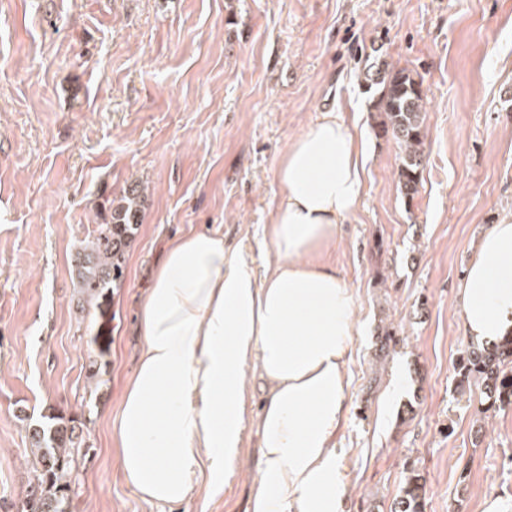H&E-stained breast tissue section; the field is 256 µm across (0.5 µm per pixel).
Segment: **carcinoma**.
<instances>
[{
    "label": "carcinoma",
    "instance_id": "obj_1",
    "mask_svg": "<svg viewBox=\"0 0 512 512\" xmlns=\"http://www.w3.org/2000/svg\"><path fill=\"white\" fill-rule=\"evenodd\" d=\"M370 86L381 91L374 108L379 134L393 139L401 153L398 179L408 200L417 193L420 170L425 161L421 84L404 68H376L366 75ZM144 186L130 184L117 201L110 203V219L98 225L92 239L78 253L75 270L79 287L98 324L93 343L96 355L89 358L88 372L95 376L98 360L109 347L107 328L110 289L121 282L126 264V249L138 229ZM480 387L487 398L488 412L512 406V342L492 350L468 349L457 365V388L461 391ZM33 478L20 500L19 512H69L71 485L81 449L89 448L84 424L55 408L40 415L29 426ZM424 486L415 468L401 494L391 506L392 512H425Z\"/></svg>",
    "mask_w": 512,
    "mask_h": 512
}]
</instances>
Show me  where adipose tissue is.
<instances>
[{"label":"adipose tissue","mask_w":512,"mask_h":512,"mask_svg":"<svg viewBox=\"0 0 512 512\" xmlns=\"http://www.w3.org/2000/svg\"><path fill=\"white\" fill-rule=\"evenodd\" d=\"M365 150L335 113L294 137L259 243L273 267L217 232L172 239L138 313L143 345L113 435L126 483L157 507L242 470L248 380L265 393L247 512H339L336 440L348 410L355 303L324 256L358 208ZM463 333L512 339V216L478 237L455 294Z\"/></svg>","instance_id":"ef3b65f1"}]
</instances>
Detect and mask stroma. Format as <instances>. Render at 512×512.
Returning <instances> with one entry per match:
<instances>
[{
	"label": "stroma",
	"instance_id": "35a3bbf8",
	"mask_svg": "<svg viewBox=\"0 0 512 512\" xmlns=\"http://www.w3.org/2000/svg\"><path fill=\"white\" fill-rule=\"evenodd\" d=\"M381 63L422 82L410 202L365 81ZM327 109L366 145L359 207L328 256L358 325L341 512H390L411 463L425 512H484L492 496L512 512V407L486 413L480 391H457L470 343L454 305L475 238L512 214V0H0V512H16L28 426L51 405L86 423L72 512H161L126 484L109 436L150 273L190 231L255 249L289 140ZM136 181L141 224L92 378L74 259ZM258 457L248 436L244 477L172 512H246Z\"/></svg>",
	"mask_w": 512,
	"mask_h": 512
}]
</instances>
